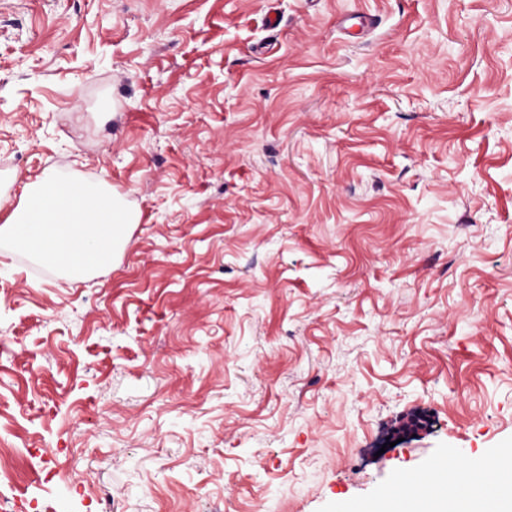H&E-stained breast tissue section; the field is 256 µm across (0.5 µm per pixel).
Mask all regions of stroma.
Wrapping results in <instances>:
<instances>
[{"mask_svg":"<svg viewBox=\"0 0 512 512\" xmlns=\"http://www.w3.org/2000/svg\"><path fill=\"white\" fill-rule=\"evenodd\" d=\"M47 168L138 222L83 281L0 247V512H376L512 449V0H0V223Z\"/></svg>","mask_w":512,"mask_h":512,"instance_id":"35a3bbf8","label":"stroma"}]
</instances>
